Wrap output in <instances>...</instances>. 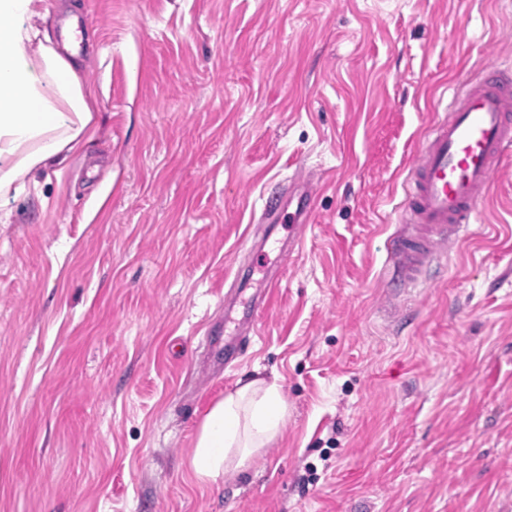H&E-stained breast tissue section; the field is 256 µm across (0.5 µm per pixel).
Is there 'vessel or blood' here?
<instances>
[{"label": "vessel or blood", "mask_w": 512, "mask_h": 512, "mask_svg": "<svg viewBox=\"0 0 512 512\" xmlns=\"http://www.w3.org/2000/svg\"><path fill=\"white\" fill-rule=\"evenodd\" d=\"M512 144V74L487 64L478 80L467 82L444 116L427 128L416 147L399 204L402 227L389 241L393 273L401 285L416 283L448 245L460 241L486 199L504 150ZM317 186L301 177L268 194L261 221L303 227L314 219ZM281 285L269 275L251 305L235 321L237 349L257 333V319Z\"/></svg>", "instance_id": "obj_1"}]
</instances>
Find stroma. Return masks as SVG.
<instances>
[{"mask_svg": "<svg viewBox=\"0 0 512 512\" xmlns=\"http://www.w3.org/2000/svg\"><path fill=\"white\" fill-rule=\"evenodd\" d=\"M96 132L0 200V512H512V150L418 288L387 238L442 85L512 64V0H41ZM319 180L278 261L263 193ZM282 282L224 367L233 280ZM276 381L279 435L199 484L198 426Z\"/></svg>", "mask_w": 512, "mask_h": 512, "instance_id": "stroma-1", "label": "stroma"}]
</instances>
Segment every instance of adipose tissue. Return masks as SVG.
Segmentation results:
<instances>
[{"instance_id":"obj_1","label":"adipose tissue","mask_w":512,"mask_h":512,"mask_svg":"<svg viewBox=\"0 0 512 512\" xmlns=\"http://www.w3.org/2000/svg\"><path fill=\"white\" fill-rule=\"evenodd\" d=\"M38 0H0V198L33 168L76 149L93 123L91 94L50 34ZM287 406L276 383L238 384L201 421L188 466L201 483L245 468L278 434Z\"/></svg>"}]
</instances>
